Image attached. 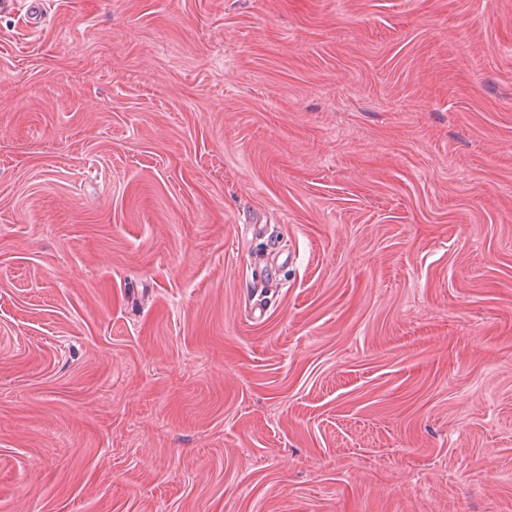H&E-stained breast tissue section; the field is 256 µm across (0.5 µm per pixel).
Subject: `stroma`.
Here are the masks:
<instances>
[{
    "instance_id": "stroma-1",
    "label": "stroma",
    "mask_w": 512,
    "mask_h": 512,
    "mask_svg": "<svg viewBox=\"0 0 512 512\" xmlns=\"http://www.w3.org/2000/svg\"><path fill=\"white\" fill-rule=\"evenodd\" d=\"M0 512H512V0L0 15Z\"/></svg>"
}]
</instances>
